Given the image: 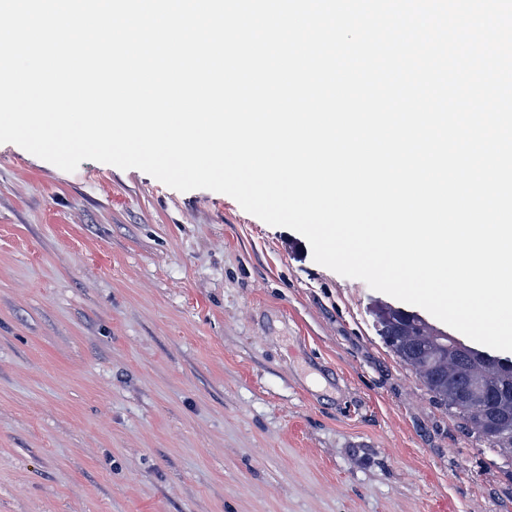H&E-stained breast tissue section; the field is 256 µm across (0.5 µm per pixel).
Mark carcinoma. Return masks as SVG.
Wrapping results in <instances>:
<instances>
[{
	"instance_id": "cac0c4a2",
	"label": "carcinoma",
	"mask_w": 512,
	"mask_h": 512,
	"mask_svg": "<svg viewBox=\"0 0 512 512\" xmlns=\"http://www.w3.org/2000/svg\"><path fill=\"white\" fill-rule=\"evenodd\" d=\"M381 336L432 396L475 434L512 460V364L429 324L417 314L381 305Z\"/></svg>"
}]
</instances>
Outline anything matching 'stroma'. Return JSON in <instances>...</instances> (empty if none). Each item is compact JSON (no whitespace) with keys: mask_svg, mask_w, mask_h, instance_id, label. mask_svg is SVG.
Masks as SVG:
<instances>
[{"mask_svg":"<svg viewBox=\"0 0 512 512\" xmlns=\"http://www.w3.org/2000/svg\"><path fill=\"white\" fill-rule=\"evenodd\" d=\"M391 301L228 195L0 144V512H512Z\"/></svg>","mask_w":512,"mask_h":512,"instance_id":"stroma-1","label":"stroma"}]
</instances>
